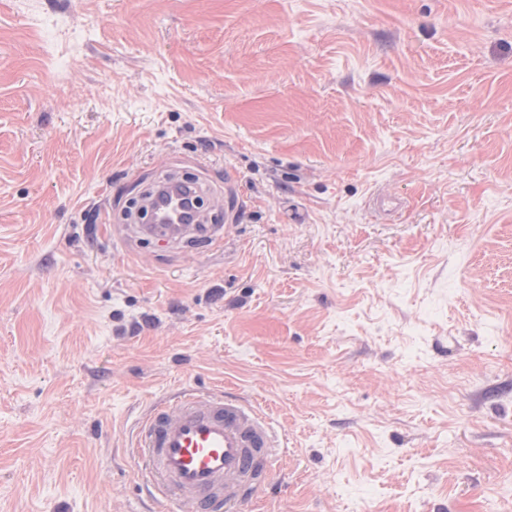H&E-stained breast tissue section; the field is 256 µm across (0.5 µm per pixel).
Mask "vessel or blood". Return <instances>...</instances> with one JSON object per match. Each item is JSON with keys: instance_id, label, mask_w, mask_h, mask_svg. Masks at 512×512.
<instances>
[{"instance_id": "vessel-or-blood-1", "label": "vessel or blood", "mask_w": 512, "mask_h": 512, "mask_svg": "<svg viewBox=\"0 0 512 512\" xmlns=\"http://www.w3.org/2000/svg\"><path fill=\"white\" fill-rule=\"evenodd\" d=\"M203 191V184L196 182H158L143 206L167 203L174 223L130 224L128 236L174 247L222 238L225 225L235 223L239 214L233 179L224 183L223 223H206L198 213L187 222L178 218L181 198L192 201ZM287 445V433L274 426L270 411L259 401L187 385L149 406L127 451L139 488L165 512H245Z\"/></svg>"}]
</instances>
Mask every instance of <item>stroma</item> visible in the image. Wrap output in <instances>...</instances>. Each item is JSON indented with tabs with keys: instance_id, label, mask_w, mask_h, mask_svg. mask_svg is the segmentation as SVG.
<instances>
[{
	"instance_id": "35a3bbf8",
	"label": "stroma",
	"mask_w": 512,
	"mask_h": 512,
	"mask_svg": "<svg viewBox=\"0 0 512 512\" xmlns=\"http://www.w3.org/2000/svg\"><path fill=\"white\" fill-rule=\"evenodd\" d=\"M171 171L223 242L113 238ZM182 384L287 431L246 512H512V0H0V512H148ZM240 199L234 185V179L230 175L224 183V222L235 224L239 214Z\"/></svg>"
}]
</instances>
